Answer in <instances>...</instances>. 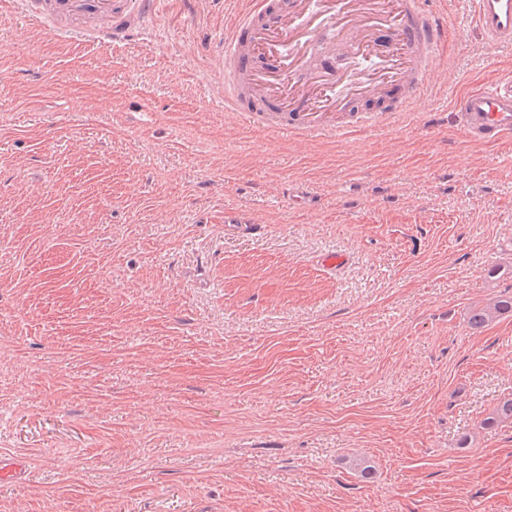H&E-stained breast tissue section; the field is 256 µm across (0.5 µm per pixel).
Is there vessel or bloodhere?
<instances>
[{
  "mask_svg": "<svg viewBox=\"0 0 512 512\" xmlns=\"http://www.w3.org/2000/svg\"><path fill=\"white\" fill-rule=\"evenodd\" d=\"M30 16L59 28L62 20H108L104 33L125 43L141 35L161 0H55L42 10L39 0H18ZM471 22L484 43L512 47V0H469ZM333 24L340 45L372 69L361 81L337 83L327 71L309 65L314 38ZM448 37V16L423 14L421 0H292L288 11L274 13L268 0H243L222 43L224 106L249 121L292 136L344 135L376 124L379 112L351 114L343 126L333 113L353 100L395 91L400 111H412L431 81L432 62ZM451 114L465 137L493 143L512 134V75L455 97Z\"/></svg>",
  "mask_w": 512,
  "mask_h": 512,
  "instance_id": "vessel-or-blood-1",
  "label": "vessel or blood"
}]
</instances>
